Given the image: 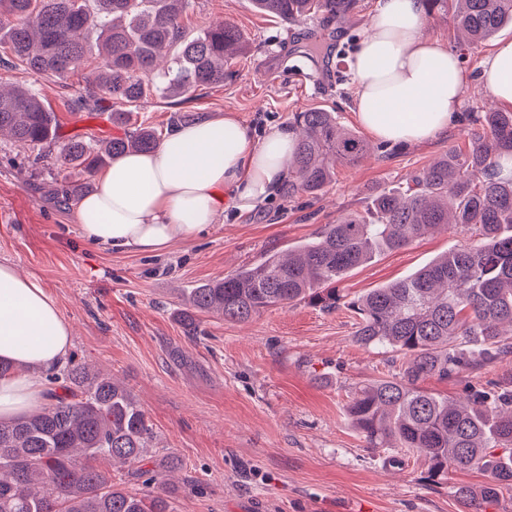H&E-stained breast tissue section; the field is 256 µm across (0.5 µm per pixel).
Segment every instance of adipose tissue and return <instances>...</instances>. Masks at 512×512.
Returning a JSON list of instances; mask_svg holds the SVG:
<instances>
[{
  "label": "adipose tissue",
  "instance_id": "adipose-tissue-1",
  "mask_svg": "<svg viewBox=\"0 0 512 512\" xmlns=\"http://www.w3.org/2000/svg\"><path fill=\"white\" fill-rule=\"evenodd\" d=\"M357 119L384 142L442 136L459 109L466 74L456 55L425 31L424 0H378L350 63ZM480 79L497 104L512 106V41L499 43ZM294 127L254 139L235 114L182 124L146 153L115 159L75 211L86 240L115 251L159 252L204 231L227 209L272 200L291 171ZM71 328L46 288L0 263V360L17 371L0 378V419L42 405L31 371L68 353Z\"/></svg>",
  "mask_w": 512,
  "mask_h": 512
}]
</instances>
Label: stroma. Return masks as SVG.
Here are the masks:
<instances>
[{
    "label": "stroma",
    "instance_id": "35a3bbf8",
    "mask_svg": "<svg viewBox=\"0 0 512 512\" xmlns=\"http://www.w3.org/2000/svg\"><path fill=\"white\" fill-rule=\"evenodd\" d=\"M376 5L356 0L342 20L317 15L285 23L258 12L252 0H192L183 16L187 28L230 21L247 49L227 68L222 86L189 98L147 99L131 123L163 137L178 122L231 112L260 135L319 107L359 130L347 62ZM314 35L321 51L312 56ZM503 40H512L511 23L468 49L462 106L444 136L380 144L359 164L338 167L318 198L278 197L251 212L220 214L209 230L158 255L91 244L75 225L74 205L37 190L55 167L34 163L36 148L0 139V262L44 285L72 325L70 357L129 389L152 427L158 455L181 460L175 512H459L452 488L485 483L481 471L462 468L434 481L419 460L398 464L390 450L367 446L346 405L356 388L392 368L385 355L356 342L347 309L328 313L302 301L245 324L203 314L193 337L184 336L175 314L188 289L310 241L322 225L363 210L373 191L398 185L443 150L468 149L477 127L467 115L487 104L479 75ZM324 66L335 76L328 87L317 82ZM87 76L83 68L59 79L0 66L1 84L33 89L55 112V156L72 138L122 133L109 111L78 110ZM459 238L453 231L427 234L354 269L342 287L354 296L407 277ZM487 381L511 382L512 362L430 378L422 387L457 399L468 384Z\"/></svg>",
    "mask_w": 512,
    "mask_h": 512
}]
</instances>
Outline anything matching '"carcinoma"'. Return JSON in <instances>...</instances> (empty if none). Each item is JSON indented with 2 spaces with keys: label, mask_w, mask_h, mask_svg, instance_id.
I'll list each match as a JSON object with an SVG mask.
<instances>
[{
  "label": "carcinoma",
  "mask_w": 512,
  "mask_h": 512,
  "mask_svg": "<svg viewBox=\"0 0 512 512\" xmlns=\"http://www.w3.org/2000/svg\"><path fill=\"white\" fill-rule=\"evenodd\" d=\"M191 0H0L4 63L61 78L95 60L87 93L103 99L112 123L126 127L109 140L77 137L61 166L89 175L112 159L158 145L154 129H127L129 108L150 97L183 96L224 83V65L244 50L237 27L217 21L195 32L182 23ZM285 22L316 12L344 14L355 0H253ZM426 17L452 14L471 44L512 23V0H426ZM300 136L292 171L279 190L288 200L315 198L336 168L353 166L367 141L323 109L297 112ZM479 131L465 152L450 149L376 193L364 210L325 224L317 236L281 256L227 274L188 292L179 320L189 336L199 315L246 323L273 307L307 301L323 310L339 304L357 316L356 341L402 360L399 371L357 388L346 410L370 448L421 458L428 472L475 468L489 480L454 487L462 512L512 491V384L465 387L461 400L425 391L428 378L473 373L512 357V111L473 113ZM58 122L28 89L0 91V136L28 146L51 145ZM89 183L52 181L55 196H82ZM436 229L474 233L411 276L353 298L336 288L382 252L408 246ZM49 406L0 421V512H173L172 479L147 477L129 491L101 468L151 458L153 432L134 396L108 373L74 363L48 375Z\"/></svg>",
  "instance_id": "cac0c4a2"
}]
</instances>
